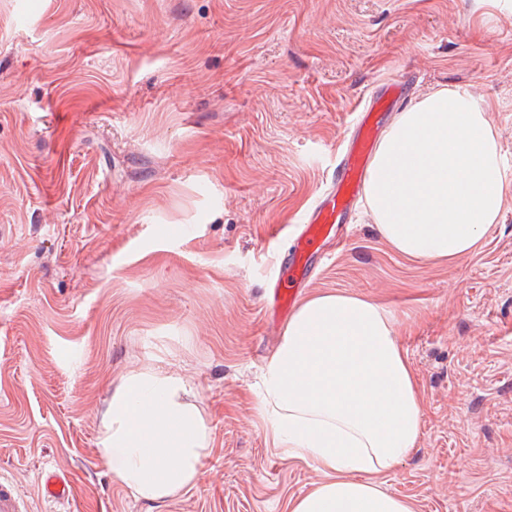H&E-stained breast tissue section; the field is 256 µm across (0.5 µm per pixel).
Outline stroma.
Here are the masks:
<instances>
[{
    "label": "stroma",
    "mask_w": 512,
    "mask_h": 512,
    "mask_svg": "<svg viewBox=\"0 0 512 512\" xmlns=\"http://www.w3.org/2000/svg\"><path fill=\"white\" fill-rule=\"evenodd\" d=\"M469 92L512 176V0H0V478L27 512H288L324 479L255 397L285 329L275 257L330 184L360 104ZM300 296L393 315L423 394L387 478L417 512H512V196L473 255L410 262L364 202ZM189 379L194 487L134 498L99 457L120 381ZM66 476L50 504L40 473Z\"/></svg>",
    "instance_id": "stroma-1"
}]
</instances>
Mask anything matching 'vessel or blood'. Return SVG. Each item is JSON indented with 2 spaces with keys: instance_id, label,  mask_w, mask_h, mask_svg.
Listing matches in <instances>:
<instances>
[{
  "instance_id": "1",
  "label": "vessel or blood",
  "mask_w": 512,
  "mask_h": 512,
  "mask_svg": "<svg viewBox=\"0 0 512 512\" xmlns=\"http://www.w3.org/2000/svg\"><path fill=\"white\" fill-rule=\"evenodd\" d=\"M403 90L400 81L383 83L379 95L373 96L358 113L355 136L337 158L336 176L331 187L306 214L303 229L289 252L287 266L279 267L270 282L271 301L281 315H288L297 286L308 278L311 259L320 242L335 236L336 228L343 223L351 204L363 193L382 116L391 111ZM41 486L44 498L49 500L70 494L69 481L53 471L43 474Z\"/></svg>"
}]
</instances>
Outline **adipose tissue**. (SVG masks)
Returning <instances> with one entry per match:
<instances>
[{
	"label": "adipose tissue",
	"instance_id": "obj_1",
	"mask_svg": "<svg viewBox=\"0 0 512 512\" xmlns=\"http://www.w3.org/2000/svg\"><path fill=\"white\" fill-rule=\"evenodd\" d=\"M498 140L458 88L428 92L399 113L366 179L384 242L411 261L472 254L512 193ZM191 392L183 376L151 368L114 390L99 456L134 497L164 500L194 486L210 438ZM256 405L274 447L326 475L289 512H415L386 478L420 447L423 397L382 305L344 291L303 299L263 369Z\"/></svg>",
	"mask_w": 512,
	"mask_h": 512
}]
</instances>
